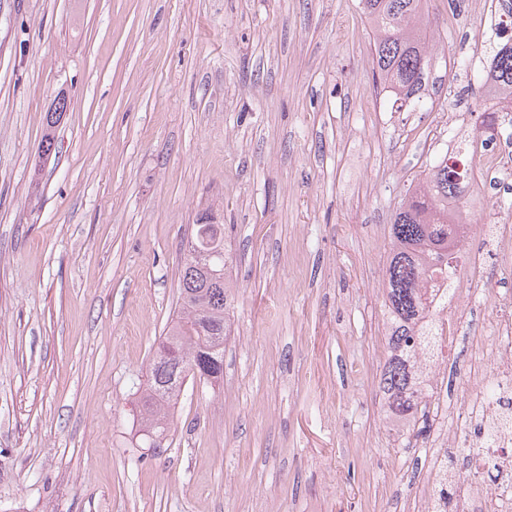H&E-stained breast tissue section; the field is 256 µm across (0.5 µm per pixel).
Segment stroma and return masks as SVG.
<instances>
[{"instance_id":"obj_1","label":"stroma","mask_w":512,"mask_h":512,"mask_svg":"<svg viewBox=\"0 0 512 512\" xmlns=\"http://www.w3.org/2000/svg\"><path fill=\"white\" fill-rule=\"evenodd\" d=\"M423 102L378 93L359 0H0V512H417L385 418L384 271L436 123L481 100L489 17L431 0ZM69 107L59 152L43 116ZM226 228L224 377L159 447L137 390L198 215ZM472 301L439 359L478 391ZM56 101L61 105L62 110L61 112H57V109L55 112H45L44 133L38 147V155L41 158H48L53 154L56 155L58 152V141L55 133L63 117L64 110L66 111L67 98L64 94H60L55 98L54 102Z\"/></svg>"}]
</instances>
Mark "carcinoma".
I'll use <instances>...</instances> for the list:
<instances>
[{
	"label": "carcinoma",
	"mask_w": 512,
	"mask_h": 512,
	"mask_svg": "<svg viewBox=\"0 0 512 512\" xmlns=\"http://www.w3.org/2000/svg\"><path fill=\"white\" fill-rule=\"evenodd\" d=\"M430 0H361L362 14L373 35L375 83L392 96L397 110L420 102L431 52L426 18ZM490 64L494 82L512 90V45L495 46ZM61 112L45 113L38 155L58 152L56 129ZM478 146L462 156L445 154L412 181L391 224V248L385 267V309L389 358L381 377L388 413L407 426L416 425L419 405V355L415 337L430 318L427 286L460 268V231L473 223L460 207L458 168L477 167ZM179 273L180 315L158 343L143 395L145 437L165 432L164 406L177 401L186 379L217 380L224 375V343L232 299L226 277L231 256L224 243V225L195 224L184 245Z\"/></svg>",
	"instance_id": "carcinoma-1"
}]
</instances>
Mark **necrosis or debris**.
Segmentation results:
<instances>
[{"mask_svg":"<svg viewBox=\"0 0 512 512\" xmlns=\"http://www.w3.org/2000/svg\"><path fill=\"white\" fill-rule=\"evenodd\" d=\"M503 176L497 190H490L488 175ZM512 197V148L485 153L481 172H470L464 200L473 212H481L490 193ZM474 232L498 260L501 269L512 268V209H505L492 224H477ZM433 309L441 317V340H453L467 315L469 289L462 277L433 287ZM488 315L484 336L477 342L471 362L473 373L490 379L491 393L462 392L448 403L435 376L423 380L429 416L439 426L426 450L430 477L421 493L425 512H512V292L497 293ZM476 427L475 438L460 440L461 424ZM462 442L467 461L465 476L449 479L441 461L443 448Z\"/></svg>","mask_w":512,"mask_h":512,"instance_id":"1","label":"necrosis or debris"}]
</instances>
